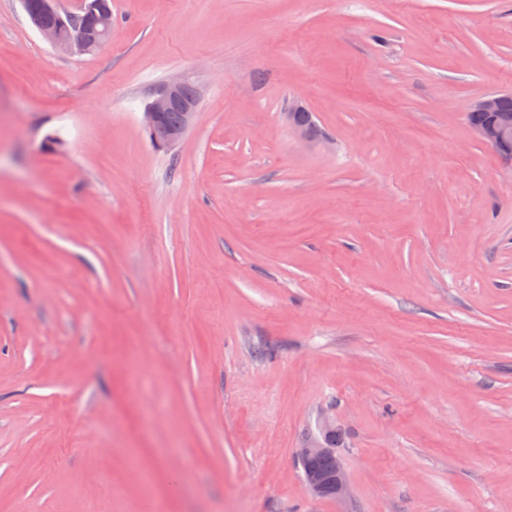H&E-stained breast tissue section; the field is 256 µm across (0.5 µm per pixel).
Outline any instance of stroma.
<instances>
[{"mask_svg":"<svg viewBox=\"0 0 512 512\" xmlns=\"http://www.w3.org/2000/svg\"><path fill=\"white\" fill-rule=\"evenodd\" d=\"M112 16L70 56L0 0V512H512V165L467 118L512 0ZM326 421L341 500L296 458ZM192 82L186 75L167 80L151 93L146 102L142 112V127L155 149L171 151L194 124L201 91L195 84L193 94V85H189ZM184 91L187 95H193L187 97ZM305 111H306V108L304 106L294 105L291 108L290 112H288V120L291 123V125L298 131V133L301 135L302 138H304L308 141H313L318 137L320 131L317 128V125L313 119L312 112H309V111L305 112ZM294 112H297L296 121L299 124L304 125V126H312L318 135H316V134L310 132L309 130H306L305 128L298 125L294 121V115H295Z\"/></svg>","mask_w":512,"mask_h":512,"instance_id":"1","label":"stroma"}]
</instances>
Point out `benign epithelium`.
Returning <instances> with one entry per match:
<instances>
[{"label":"benign epithelium","instance_id":"obj_1","mask_svg":"<svg viewBox=\"0 0 512 512\" xmlns=\"http://www.w3.org/2000/svg\"><path fill=\"white\" fill-rule=\"evenodd\" d=\"M60 11L59 0H39L38 9L27 13L33 27L56 50L71 55H86L102 47L107 40L108 30L104 28L110 10L107 0H89L88 18L82 22L70 21V27L61 30L57 26H46L41 17ZM192 83L186 76L172 78L150 95L143 109L142 127L152 146L157 150L170 151L184 138L195 122L200 88H195L192 96H185V88ZM502 94L487 95L474 103L473 112H483L486 119L471 125L477 140L494 148L505 161H512V123L500 117ZM180 112V121L176 124L166 119L169 112ZM298 462L331 455L319 438H310L297 449ZM303 478L309 491L320 496L326 490L333 491V497L342 499L348 495V476L341 458H336V466L328 472L314 469L303 471Z\"/></svg>","mask_w":512,"mask_h":512}]
</instances>
